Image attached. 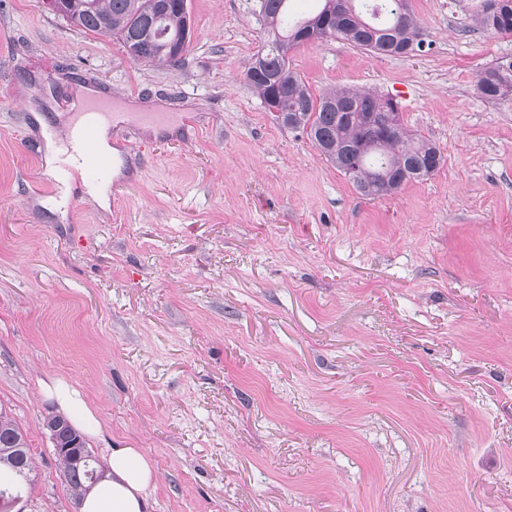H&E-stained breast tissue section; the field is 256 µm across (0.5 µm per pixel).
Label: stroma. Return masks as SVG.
I'll return each instance as SVG.
<instances>
[{"label":"stroma","instance_id":"obj_1","mask_svg":"<svg viewBox=\"0 0 512 512\" xmlns=\"http://www.w3.org/2000/svg\"><path fill=\"white\" fill-rule=\"evenodd\" d=\"M411 0L430 48L290 50L312 92L395 97L442 167L361 196L244 81L260 0H189L176 67L133 62L37 0H0V406L35 457L12 512H75L43 381L141 448L149 512H512V35ZM145 114L108 205L49 160L87 89ZM477 89L488 100L512 95V62L508 67L500 62L484 69L478 76ZM507 89L511 90L510 94H506Z\"/></svg>","mask_w":512,"mask_h":512}]
</instances>
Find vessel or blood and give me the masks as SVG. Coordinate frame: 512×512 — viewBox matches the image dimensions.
I'll list each match as a JSON object with an SVG mask.
<instances>
[{
    "mask_svg": "<svg viewBox=\"0 0 512 512\" xmlns=\"http://www.w3.org/2000/svg\"><path fill=\"white\" fill-rule=\"evenodd\" d=\"M110 112L87 107L78 113L65 138L69 154L81 165L92 182L103 179L111 166V158L98 148L101 129L109 122Z\"/></svg>",
    "mask_w": 512,
    "mask_h": 512,
    "instance_id": "1",
    "label": "vessel or blood"
}]
</instances>
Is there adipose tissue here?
I'll list each match as a JSON object with an SVG mask.
<instances>
[{
  "instance_id": "1",
  "label": "adipose tissue",
  "mask_w": 512,
  "mask_h": 512,
  "mask_svg": "<svg viewBox=\"0 0 512 512\" xmlns=\"http://www.w3.org/2000/svg\"><path fill=\"white\" fill-rule=\"evenodd\" d=\"M41 393L78 430L99 433L100 421L78 388L58 379L44 384ZM106 464L108 478L85 497L82 512H146L148 492L158 479L152 460L139 448H115Z\"/></svg>"
}]
</instances>
